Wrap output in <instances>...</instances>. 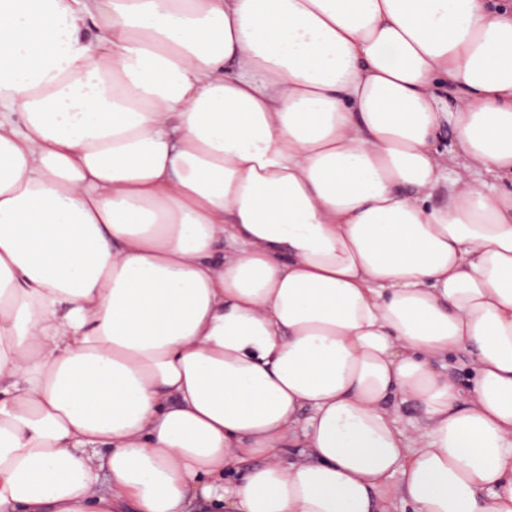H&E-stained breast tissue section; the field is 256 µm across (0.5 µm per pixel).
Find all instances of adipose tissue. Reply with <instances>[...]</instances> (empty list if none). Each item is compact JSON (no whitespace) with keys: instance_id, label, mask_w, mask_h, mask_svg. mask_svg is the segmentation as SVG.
<instances>
[{"instance_id":"1","label":"adipose tissue","mask_w":512,"mask_h":512,"mask_svg":"<svg viewBox=\"0 0 512 512\" xmlns=\"http://www.w3.org/2000/svg\"><path fill=\"white\" fill-rule=\"evenodd\" d=\"M398 501L512 512V0H0V512Z\"/></svg>"}]
</instances>
